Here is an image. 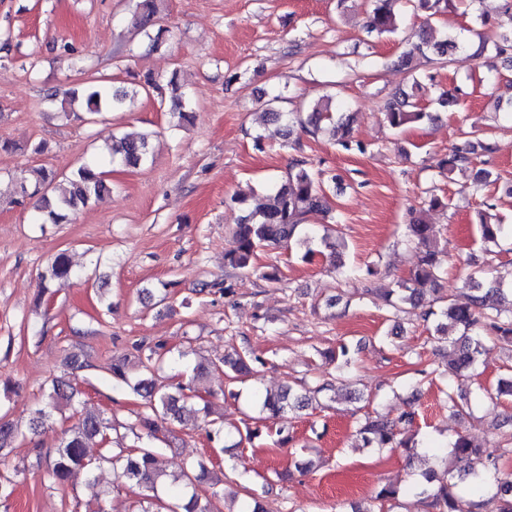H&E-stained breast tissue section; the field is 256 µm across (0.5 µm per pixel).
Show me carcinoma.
<instances>
[{"label": "carcinoma", "mask_w": 512, "mask_h": 512, "mask_svg": "<svg viewBox=\"0 0 512 512\" xmlns=\"http://www.w3.org/2000/svg\"><path fill=\"white\" fill-rule=\"evenodd\" d=\"M367 29L377 36L391 33L396 29L397 17L394 10L396 0H370ZM458 48L456 39L450 37L440 41L424 39L418 50L431 51L446 56ZM170 98L171 117L174 126L182 127L193 119V108L177 75H172L166 86ZM138 91L126 87H116L106 78H98L86 83L82 89H69L54 93L51 98L59 100L65 117L76 114L72 109L75 102L81 103L83 119L91 121L104 112H123L133 103ZM332 99L327 97L318 104L307 118L306 132L315 134L324 120H333ZM263 121L277 123L282 127L285 138H290L293 126L302 123L301 113L279 111L272 108L262 112ZM431 118L410 101V95L400 91L389 101L383 120L393 130H399L409 124ZM351 116H346L337 125V144L345 151H364L361 143L350 135ZM152 145L150 137H123L112 142L104 155L127 167L136 168L150 157ZM471 143L454 147L443 161L452 171L471 164ZM55 174L44 169H35L30 178L19 182L20 195L33 201V223L57 224L65 220L68 214L89 205L103 194L111 191L106 172L96 162L84 163L66 175L69 189L54 195L50 185ZM323 171L298 160L288 170L286 179L275 187L274 202L266 207L240 216L233 231L229 248L225 251V261L238 270L254 271L257 252L263 247L290 244L303 216L325 209ZM493 205L479 212L481 237L487 242H495L502 235L503 225L490 213ZM319 241L329 250V263L332 271L345 274L342 266L336 264V242L327 236L320 238L309 232L304 243ZM409 241L414 244L417 263L411 276L399 283L398 288L388 291L384 296L386 305L394 312L402 311V306L418 308L424 305L428 292L443 274L444 259L438 249L432 225L418 220L409 225ZM481 271H475L468 277L470 290L469 303L456 305L449 303L441 308L440 320L436 324L438 343L448 345V369L427 366L418 370L422 380L431 382L440 377L447 380L448 408L461 412L464 410L465 392L471 377L479 368L482 357L499 345L512 346V314H503L494 296L501 295L499 288H486L480 279ZM78 277V272L64 252L53 257L42 275L43 283L69 280ZM328 358L336 363V380H326L314 387L290 386L277 394L258 392L255 403L274 418L285 413H298L313 406L320 399L328 398V393L336 385H347L354 368L355 352L346 345L340 346V352L330 351ZM169 361L166 354L158 349L150 350L145 357L131 361L128 357L116 359L109 370V378L115 388H130L144 400L145 413L139 416V424L149 438H156L161 424L182 421L184 403L190 395L187 385L173 387L157 385L154 374ZM263 364V360L251 351H235L224 356L222 364L224 375L234 383L250 374L254 367ZM79 391L70 379L60 376L52 380L51 386L40 403L32 410L29 427L35 434L49 428L55 414L66 410L72 412L77 422L65 431L64 437L55 448L54 457L47 471L49 480L62 484L74 478H81L89 485H96L95 472L99 462L92 461L86 454L87 441L104 438L112 426L101 414L85 409L78 400ZM206 426L211 428L209 439L224 440L222 416L212 415L204 408ZM418 413L415 409L403 411L391 417L377 411L367 412L358 421L351 439L361 448L400 449L407 456L418 454V441L415 432L418 428ZM451 465L442 470L429 469L423 474V480L406 489L387 484L379 487L373 496L378 510L385 503L397 499L404 493H412L429 500V506L435 512H465L462 508V496L457 489L455 476L472 479L471 492L478 495L472 502L475 507L485 508V512H512V473L505 470L500 458L484 454L482 445L467 434H458L454 438L449 452ZM112 463V468L120 471V477L146 491L144 499H152L151 492L164 481V473L156 465L155 448L148 444L136 448H122L111 457H103ZM207 467L198 462L186 466L174 478L173 486L177 494L191 489L188 499H178L171 506V512H213L211 502L202 496L199 486L209 481Z\"/></svg>", "instance_id": "obj_1"}]
</instances>
